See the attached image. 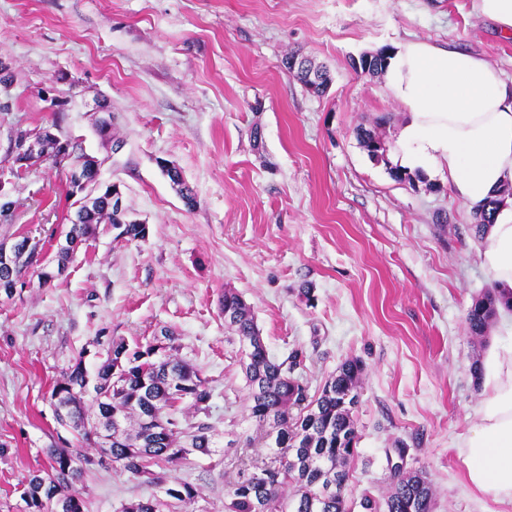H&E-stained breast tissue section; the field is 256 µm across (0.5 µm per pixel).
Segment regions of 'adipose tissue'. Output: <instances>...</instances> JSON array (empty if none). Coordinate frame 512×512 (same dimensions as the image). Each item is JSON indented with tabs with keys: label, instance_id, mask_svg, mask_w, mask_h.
<instances>
[{
	"label": "adipose tissue",
	"instance_id": "obj_1",
	"mask_svg": "<svg viewBox=\"0 0 512 512\" xmlns=\"http://www.w3.org/2000/svg\"><path fill=\"white\" fill-rule=\"evenodd\" d=\"M385 85L406 112L395 162L447 179L477 206L512 183V84L482 57L428 41L388 52ZM480 264L502 295L512 294V201L479 240ZM477 421L460 441L474 491L512 503V343L487 356Z\"/></svg>",
	"mask_w": 512,
	"mask_h": 512
}]
</instances>
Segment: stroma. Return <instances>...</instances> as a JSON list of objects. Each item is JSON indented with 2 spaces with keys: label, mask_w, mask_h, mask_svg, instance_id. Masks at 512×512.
I'll list each match as a JSON object with an SVG mask.
<instances>
[{
  "label": "stroma",
  "mask_w": 512,
  "mask_h": 512,
  "mask_svg": "<svg viewBox=\"0 0 512 512\" xmlns=\"http://www.w3.org/2000/svg\"><path fill=\"white\" fill-rule=\"evenodd\" d=\"M427 40L483 57L512 80V40L474 0H0V155L16 133L59 123L103 159L145 240L99 226L49 285L0 291V512H26L25 479L48 468L50 446L95 455L61 426L49 399L75 362L96 372L113 342L179 338V354L212 390V457L171 467L199 495L189 512H224L236 459L267 455L247 418L237 336L224 291L251 305L270 353L292 349L310 395L345 361L363 365L353 410L355 457L345 494L383 499L401 462L432 484V512H512L468 487L457 443L482 399L473 363L512 329L494 317L476 338L465 312L490 289L470 226L473 211L446 181L392 175L406 114L383 76L353 58ZM326 67L325 95L283 65ZM67 99L52 112L46 94ZM112 115L100 138L99 102ZM378 129L372 161L357 128ZM122 148L113 151V140ZM173 162L197 197L187 208L158 167ZM66 175L35 165L10 187L11 223L54 258L67 229ZM311 289L304 297L303 289ZM85 512H121L153 489L111 461L74 483Z\"/></svg>",
  "instance_id": "1"
}]
</instances>
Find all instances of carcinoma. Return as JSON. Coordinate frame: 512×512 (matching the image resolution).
Listing matches in <instances>:
<instances>
[{
    "mask_svg": "<svg viewBox=\"0 0 512 512\" xmlns=\"http://www.w3.org/2000/svg\"><path fill=\"white\" fill-rule=\"evenodd\" d=\"M358 139L368 155L382 160V136L375 130L359 129ZM69 152L59 157L61 147L47 142L42 162L66 172L68 194H73L72 178L78 174L93 185L100 177L101 162L87 154L78 139L66 137ZM185 205L193 208L197 200L178 168L166 171ZM512 196V186L502 197L487 201L474 211L475 233L494 219L496 205ZM66 233L69 244L57 251V262L67 264L79 244L95 234L101 224H121L126 241L145 239L144 228L128 214H117L103 196L78 198ZM30 238L21 235L15 241L13 266L0 267V286L27 276L31 254L25 252ZM498 295L488 291L466 313L468 331L475 337L485 335L495 311ZM227 313L224 324L238 337L241 366L249 390L247 418L265 429L264 439L270 461L260 467L243 468L227 491L224 512H351L345 497L349 471L355 455L357 430L352 410L358 402L363 368L356 360L340 365L317 396H309L308 387L295 375L303 363V354L294 350L288 361L277 362L260 334L251 306L238 293L227 290L220 299ZM171 353L158 356L161 346L136 343L135 346L112 342V355L98 368L93 382L87 381L82 362L70 366L52 392L62 394L68 408L67 423L83 441L97 445L94 422L112 421V443L106 457L122 470L162 489L163 497L151 496L131 501L122 512H164L179 507L187 512L198 496L187 481L167 474L166 469L187 457L214 453L210 423L198 419L209 415L211 389L208 382L188 361L174 352L176 337L164 332ZM50 472L32 474L24 488L29 512H48L53 499H71L64 491L78 480L82 470L65 471L67 460H79L89 466L91 457L74 454L64 448L47 451ZM433 490L418 473L394 470L393 480L379 502L365 494L360 500L364 512H431Z\"/></svg>",
    "mask_w": 512,
    "mask_h": 512,
    "instance_id": "obj_1",
    "label": "carcinoma"
}]
</instances>
